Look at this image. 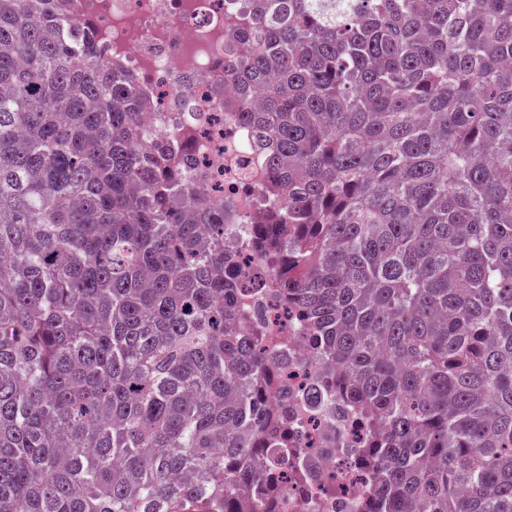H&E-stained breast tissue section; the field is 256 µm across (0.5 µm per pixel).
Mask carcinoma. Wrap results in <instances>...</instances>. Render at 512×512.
Wrapping results in <instances>:
<instances>
[{
	"label": "carcinoma",
	"mask_w": 512,
	"mask_h": 512,
	"mask_svg": "<svg viewBox=\"0 0 512 512\" xmlns=\"http://www.w3.org/2000/svg\"><path fill=\"white\" fill-rule=\"evenodd\" d=\"M252 2L253 282L94 23L0 0V512H279L294 333L371 512H512V0Z\"/></svg>",
	"instance_id": "1"
}]
</instances>
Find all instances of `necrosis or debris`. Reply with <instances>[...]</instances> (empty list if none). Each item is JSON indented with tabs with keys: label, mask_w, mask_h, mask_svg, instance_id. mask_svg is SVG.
Instances as JSON below:
<instances>
[{
	"label": "necrosis or debris",
	"mask_w": 512,
	"mask_h": 512,
	"mask_svg": "<svg viewBox=\"0 0 512 512\" xmlns=\"http://www.w3.org/2000/svg\"><path fill=\"white\" fill-rule=\"evenodd\" d=\"M249 0H72V15L91 18L101 44L135 74L157 107L152 132L173 138L193 124L190 181L218 202H232L230 228L254 223L264 211L266 176L254 133L230 107L225 75L233 45L249 22ZM295 435L310 448L319 476L334 477L336 496L293 488L282 512H365L369 474L358 453L360 419L341 422L299 415Z\"/></svg>",
	"instance_id": "1"
}]
</instances>
